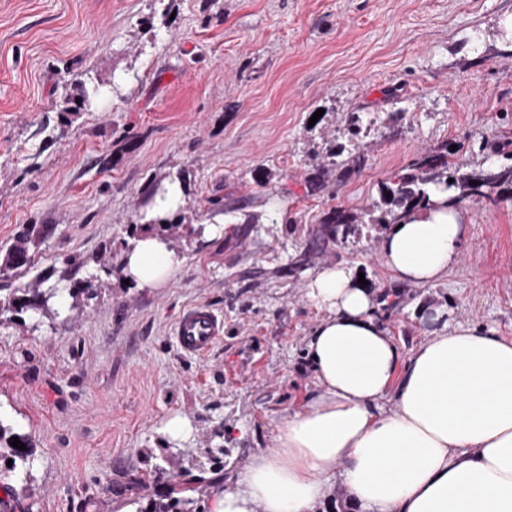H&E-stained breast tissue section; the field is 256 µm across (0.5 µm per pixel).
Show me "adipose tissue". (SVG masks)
<instances>
[{
	"label": "adipose tissue",
	"mask_w": 512,
	"mask_h": 512,
	"mask_svg": "<svg viewBox=\"0 0 512 512\" xmlns=\"http://www.w3.org/2000/svg\"><path fill=\"white\" fill-rule=\"evenodd\" d=\"M431 202L381 242L397 284H435L459 260L461 213L443 196ZM180 263L146 235L125 271L151 288ZM383 296L346 267L316 272L308 297L327 316L307 348L318 387L278 421L276 447L225 483L212 512H312L336 482L362 512H512V341L443 325L437 309L435 330L402 356L375 315Z\"/></svg>",
	"instance_id": "1"
}]
</instances>
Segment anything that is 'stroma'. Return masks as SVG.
I'll list each match as a JSON object with an SVG mask.
<instances>
[{
  "instance_id": "obj_1",
  "label": "stroma",
  "mask_w": 512,
  "mask_h": 512,
  "mask_svg": "<svg viewBox=\"0 0 512 512\" xmlns=\"http://www.w3.org/2000/svg\"><path fill=\"white\" fill-rule=\"evenodd\" d=\"M435 152L457 176L512 159V0H0V264L37 241L0 294L66 287L54 315L0 324V422L34 441L14 512H211L317 385L321 267L392 288L377 316L403 351L435 308L512 340V188L460 203L439 282L395 288L381 263L388 189ZM172 183L182 264L142 288L125 260ZM335 210L355 236L327 234ZM92 277L96 298L73 293ZM201 302L224 337L190 358L173 328ZM174 415L191 426L177 441Z\"/></svg>"
}]
</instances>
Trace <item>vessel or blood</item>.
<instances>
[{
    "label": "vessel or blood",
    "mask_w": 512,
    "mask_h": 512,
    "mask_svg": "<svg viewBox=\"0 0 512 512\" xmlns=\"http://www.w3.org/2000/svg\"><path fill=\"white\" fill-rule=\"evenodd\" d=\"M223 336V318L205 303L184 309L174 328V341L177 348L190 357L208 355Z\"/></svg>",
    "instance_id": "obj_1"
}]
</instances>
